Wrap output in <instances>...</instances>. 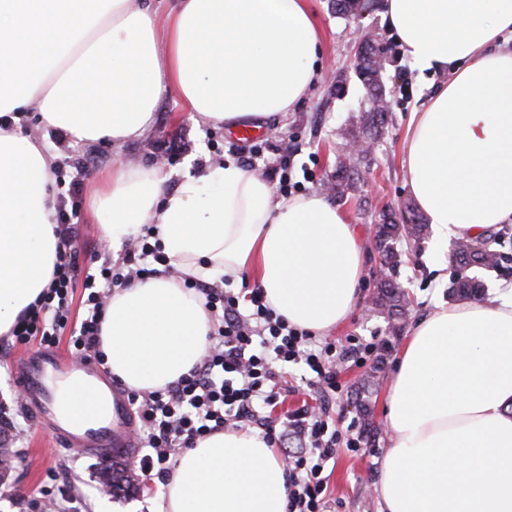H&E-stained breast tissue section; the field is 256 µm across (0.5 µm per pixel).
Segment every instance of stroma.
I'll return each mask as SVG.
<instances>
[{
  "label": "stroma",
  "instance_id": "1",
  "mask_svg": "<svg viewBox=\"0 0 512 512\" xmlns=\"http://www.w3.org/2000/svg\"><path fill=\"white\" fill-rule=\"evenodd\" d=\"M310 4L324 34L323 53L317 62L322 78L286 119L259 122L265 159L274 160L279 149L290 148L293 175L302 182L304 191L319 190L332 179L348 151L347 141L359 132L360 112L370 106L353 68L358 27L372 30L386 48L382 78L391 107L388 123L361 163L363 180L337 200L365 240V276L354 312L326 335L328 341L340 345L356 339L385 347L382 358L371 355L364 365L349 363L344 367L340 376L343 390L335 406L340 423L345 426L355 418L370 431L364 448L356 452L338 449L334 464L328 468V493L338 503L336 512H380L375 486L390 443L384 407L394 361L411 328L436 305L448 304L454 268L447 260L434 264L431 239L399 242L400 263L394 276L408 295L409 311L402 326H394L386 314L366 310L380 266L375 234L382 211L399 210L414 201L404 167L410 117L448 77L441 73L421 77L386 29L380 11L344 17L336 13L333 0H310ZM240 146L230 128L183 111L177 97L168 95L161 98L154 124L143 139L119 146L99 141L60 150L56 194H67L71 183L79 185L74 210L80 226V267H88L91 253L105 243L100 224L89 216V189L100 172L119 163L149 165L159 160L173 189L185 173L198 171L200 160L235 159ZM34 349L31 343L0 346V404L15 425L13 431L0 433V446L13 457L12 470L0 476V512H41L31 504L33 495L51 488L57 480L66 482L80 498L82 512H159L163 482L136 486L125 482L114 492H103L96 476L106 467V459L54 447L45 430L17 406L13 375L21 357Z\"/></svg>",
  "mask_w": 512,
  "mask_h": 512
}]
</instances>
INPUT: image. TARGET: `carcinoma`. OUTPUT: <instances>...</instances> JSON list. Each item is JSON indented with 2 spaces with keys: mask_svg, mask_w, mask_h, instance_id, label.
I'll use <instances>...</instances> for the list:
<instances>
[{
  "mask_svg": "<svg viewBox=\"0 0 512 512\" xmlns=\"http://www.w3.org/2000/svg\"><path fill=\"white\" fill-rule=\"evenodd\" d=\"M336 12L347 16L358 8L366 11L371 7L369 0H334ZM383 45L373 38L364 39L359 45V63L357 75L362 81L371 102L368 110L360 118L362 129L361 140L371 141L378 138L384 129L387 110V95L380 74ZM359 156L349 154V163H340L336 167L335 181L329 183L328 190L341 196L346 190L360 182V172L357 168ZM379 225L376 245L382 252V258L388 271H394L399 264V253L395 244L400 239L415 242L424 238L428 226L411 205L399 213H385ZM492 238L463 239L456 242L451 252L456 274L448 286V295L459 297H477L484 290V282L476 274L468 275L466 271L474 268L479 272H491L500 269L505 255L495 247ZM375 288L374 304L377 308L388 310L399 317L406 316L408 311V296L404 289L393 280L392 276L378 278Z\"/></svg>",
  "mask_w": 512,
  "mask_h": 512,
  "instance_id": "1",
  "label": "carcinoma"
}]
</instances>
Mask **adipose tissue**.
Masks as SVG:
<instances>
[{
  "label": "adipose tissue",
  "mask_w": 512,
  "mask_h": 512,
  "mask_svg": "<svg viewBox=\"0 0 512 512\" xmlns=\"http://www.w3.org/2000/svg\"><path fill=\"white\" fill-rule=\"evenodd\" d=\"M419 73L450 71L406 138L410 191L436 258L512 222V0H383ZM309 0H0V335L47 287L59 247L56 154L23 135L31 114L68 143L142 138L164 94L234 127L294 111L319 80ZM161 164L114 165L95 209L113 250L155 227L164 254L209 282L248 278L289 325L315 334L354 310L365 242L318 192L276 196L260 174L211 163L167 187ZM199 295L161 274L116 290L101 325L111 374L155 390L204 354ZM382 512H512V287L437 307L407 336L388 386ZM288 472L252 428L181 452L160 512H287Z\"/></svg>",
  "instance_id": "obj_1"
}]
</instances>
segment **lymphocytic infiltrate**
I'll return each mask as SVG.
<instances>
[{"label": "lymphocytic infiltrate", "mask_w": 512, "mask_h": 512, "mask_svg": "<svg viewBox=\"0 0 512 512\" xmlns=\"http://www.w3.org/2000/svg\"><path fill=\"white\" fill-rule=\"evenodd\" d=\"M257 145L242 148L240 156L247 169H261L277 191L289 195L292 189L291 151H281L271 165L260 168ZM55 233L61 247L52 279L37 304L25 309L10 330V345L38 341L56 346L61 331H69L71 355L77 360L104 364L99 348L100 324L114 288L157 274H172L173 266L160 246L149 240L152 227L127 245L121 265L102 261L90 265L83 281L86 291L85 316L78 326L69 324V292L77 267L71 248L77 226L66 216L65 202L57 204ZM186 287L198 291L212 320L209 345L201 358L177 382L157 390H132L128 397L138 418L140 452L134 462L142 481L168 477L180 450L194 447L207 436L243 424L260 430L270 444L293 438L296 451L286 460L288 470V512H328L330 505L324 476L336 457L337 447L358 451L363 432L339 429L330 403L340 389L339 372L346 361L361 365L368 345L352 342L336 346L317 341L311 332L288 325L265 299L261 288H252L248 301L216 283L185 277ZM304 365L308 386L318 393V406H301L284 412L279 419L269 409L281 404L296 385L284 376L287 365Z\"/></svg>", "instance_id": "1"}]
</instances>
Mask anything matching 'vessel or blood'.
<instances>
[{
    "label": "vessel or blood",
    "instance_id": "vessel-or-blood-1",
    "mask_svg": "<svg viewBox=\"0 0 512 512\" xmlns=\"http://www.w3.org/2000/svg\"><path fill=\"white\" fill-rule=\"evenodd\" d=\"M21 406L59 447L131 461L137 454L136 422L126 392L93 362L65 358L52 349L22 356L16 370ZM87 392L83 407L61 406L65 390Z\"/></svg>",
    "mask_w": 512,
    "mask_h": 512
}]
</instances>
